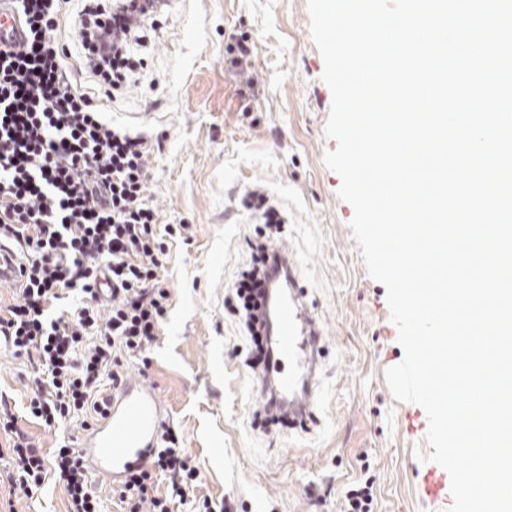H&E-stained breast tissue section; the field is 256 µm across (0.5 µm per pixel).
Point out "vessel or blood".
Listing matches in <instances>:
<instances>
[{"mask_svg": "<svg viewBox=\"0 0 512 512\" xmlns=\"http://www.w3.org/2000/svg\"><path fill=\"white\" fill-rule=\"evenodd\" d=\"M26 38L12 0H0V49H19ZM12 246L0 240V286L19 288L23 280L12 261ZM260 322L272 355L259 375L281 403L294 407V423L307 427L320 402L324 332L316 307L307 300L296 259L288 261L287 284L272 283ZM167 408L141 374L126 376L109 395L106 413L86 426L77 440L82 463L93 482L118 487L127 472L145 465L160 448Z\"/></svg>", "mask_w": 512, "mask_h": 512, "instance_id": "vessel-or-blood-1", "label": "vessel or blood"}]
</instances>
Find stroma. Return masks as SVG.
Segmentation results:
<instances>
[{"mask_svg":"<svg viewBox=\"0 0 512 512\" xmlns=\"http://www.w3.org/2000/svg\"><path fill=\"white\" fill-rule=\"evenodd\" d=\"M240 33L254 43L251 88L225 69V46ZM148 36L143 80L104 117L164 133L149 187L161 223L193 227L191 243L170 250L173 302L150 352L149 381L200 464L202 494L239 512H341L346 492L368 473L373 512H449L423 492L433 464L417 452L427 447L428 418L387 386L384 371L404 351L386 289L368 276L351 236L354 209L338 196L341 178L324 164L337 147L325 135L332 94L307 0H189L158 17ZM257 185L288 216L279 239L300 262L327 337L318 424L307 433L253 428L248 339L224 307L254 229L239 201ZM29 371L0 349V395L25 430L46 451L78 438L80 420L47 428L27 418ZM67 505L52 479L30 498L0 487V512Z\"/></svg>","mask_w":512,"mask_h":512,"instance_id":"1","label":"stroma"}]
</instances>
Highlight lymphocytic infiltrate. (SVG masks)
<instances>
[{"instance_id":"f902f5d3","label":"lymphocytic infiltrate","mask_w":512,"mask_h":512,"mask_svg":"<svg viewBox=\"0 0 512 512\" xmlns=\"http://www.w3.org/2000/svg\"><path fill=\"white\" fill-rule=\"evenodd\" d=\"M71 0H14L28 39L22 50L0 51V238L15 245L26 286L0 306V340L27 358L29 415L44 426L106 410L107 384H118L129 361L149 370V351L164 333L172 294L163 276L169 243H190L186 224H160L148 195L147 134L106 121L103 100L137 84L144 67L137 50L144 28L117 43L98 42L112 9L97 0L71 12ZM265 232L248 243L249 260L231 285L232 307L252 347L257 372L270 349L255 335L251 310L267 291L265 269L277 243L282 212L267 191L242 198ZM112 284L102 304L100 278ZM0 431L11 446L6 480L23 495L47 477L63 485L68 512H101L80 455L64 442L44 455L0 398ZM166 445L116 490L123 512H171L174 501L202 495L201 470L186 449Z\"/></svg>"}]
</instances>
